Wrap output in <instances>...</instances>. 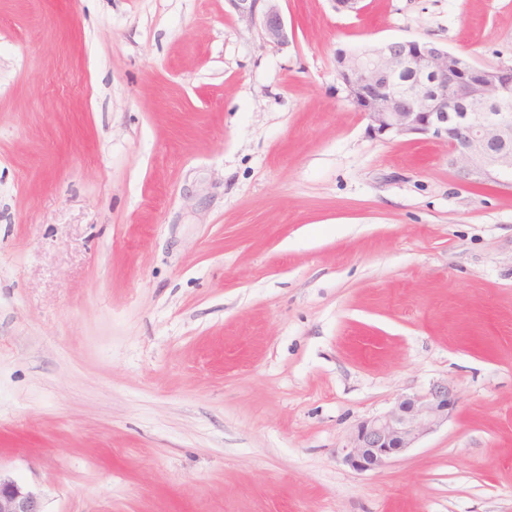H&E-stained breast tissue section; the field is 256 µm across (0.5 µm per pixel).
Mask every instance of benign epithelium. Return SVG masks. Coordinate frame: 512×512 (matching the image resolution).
Wrapping results in <instances>:
<instances>
[{
    "label": "benign epithelium",
    "instance_id": "7a95c632",
    "mask_svg": "<svg viewBox=\"0 0 512 512\" xmlns=\"http://www.w3.org/2000/svg\"><path fill=\"white\" fill-rule=\"evenodd\" d=\"M263 40L288 44L278 0H229ZM336 72L376 136L430 135L448 143L451 164L469 177L512 184V61L478 66L431 41L392 40L336 50ZM456 394L434 383L402 396L385 413L360 422L344 462L376 471L448 420ZM0 512H42L22 484L0 477Z\"/></svg>",
    "mask_w": 512,
    "mask_h": 512
}]
</instances>
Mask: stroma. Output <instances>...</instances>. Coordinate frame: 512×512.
<instances>
[{
  "instance_id": "1",
  "label": "stroma",
  "mask_w": 512,
  "mask_h": 512,
  "mask_svg": "<svg viewBox=\"0 0 512 512\" xmlns=\"http://www.w3.org/2000/svg\"><path fill=\"white\" fill-rule=\"evenodd\" d=\"M0 0V475L42 512H512V186L335 53L512 59V0ZM448 383L383 469L357 423ZM239 19L259 26L263 40L277 46L288 43V27L276 2L279 0H228Z\"/></svg>"
}]
</instances>
